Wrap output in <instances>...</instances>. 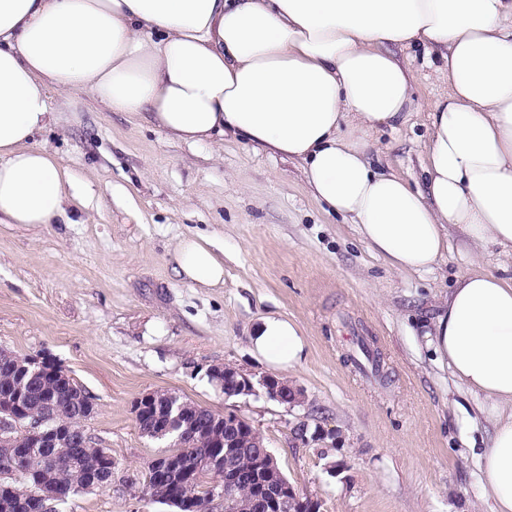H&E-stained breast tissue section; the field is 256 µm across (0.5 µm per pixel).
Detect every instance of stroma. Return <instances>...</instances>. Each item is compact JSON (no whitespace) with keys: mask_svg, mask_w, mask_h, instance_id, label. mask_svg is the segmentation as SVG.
Segmentation results:
<instances>
[{"mask_svg":"<svg viewBox=\"0 0 512 512\" xmlns=\"http://www.w3.org/2000/svg\"><path fill=\"white\" fill-rule=\"evenodd\" d=\"M403 55L415 111L399 129L380 128L375 149L417 188L427 114L448 83L422 48ZM38 140L70 174V203L55 224H0V348L55 359L93 398L87 430L115 463L110 488L76 495L60 512H167L124 481L166 449L132 412L152 391L248 419L321 512H489L478 454L493 414L423 336L473 267L460 233L446 262L395 271L311 197L297 163L242 142L171 141L87 97L60 106ZM194 235L223 261V284L178 274L173 251ZM269 315L295 321L306 338L301 364L280 374L304 390V406L229 398L209 378L224 364L268 373L250 335ZM361 336L379 350L384 382L352 365ZM299 419L335 439L295 441Z\"/></svg>","mask_w":512,"mask_h":512,"instance_id":"obj_1","label":"stroma"}]
</instances>
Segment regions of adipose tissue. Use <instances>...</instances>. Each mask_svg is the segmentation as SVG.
<instances>
[{
    "label": "adipose tissue",
    "instance_id": "1",
    "mask_svg": "<svg viewBox=\"0 0 512 512\" xmlns=\"http://www.w3.org/2000/svg\"><path fill=\"white\" fill-rule=\"evenodd\" d=\"M413 46L443 60L448 81L417 189L371 159L373 132L412 114L399 52ZM54 96L91 97L189 145L240 138L302 163L311 195L396 271L446 261L454 231L474 255L512 260V0H0V224L66 213L69 174L36 140ZM173 257L186 280L224 281L205 237ZM425 336L495 413L483 496L512 512V275L462 274ZM250 342L278 370L306 348L277 316Z\"/></svg>",
    "mask_w": 512,
    "mask_h": 512
}]
</instances>
